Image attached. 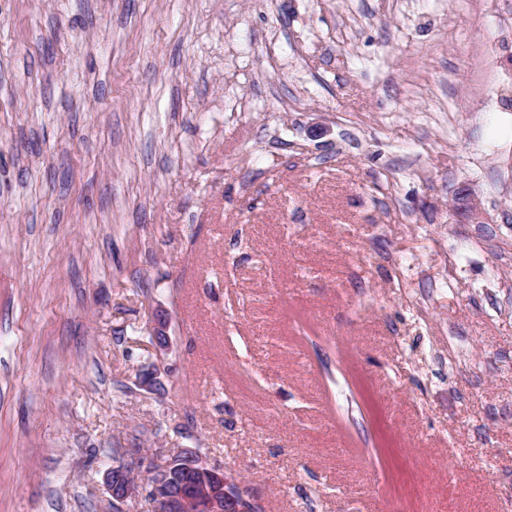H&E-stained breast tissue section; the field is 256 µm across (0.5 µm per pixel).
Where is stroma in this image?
<instances>
[{"mask_svg":"<svg viewBox=\"0 0 512 512\" xmlns=\"http://www.w3.org/2000/svg\"><path fill=\"white\" fill-rule=\"evenodd\" d=\"M149 446L512 512V0H0V512Z\"/></svg>","mask_w":512,"mask_h":512,"instance_id":"stroma-1","label":"stroma"}]
</instances>
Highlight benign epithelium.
<instances>
[{"label": "benign epithelium", "instance_id": "obj_1", "mask_svg": "<svg viewBox=\"0 0 512 512\" xmlns=\"http://www.w3.org/2000/svg\"><path fill=\"white\" fill-rule=\"evenodd\" d=\"M460 200L459 210L468 218H481L480 202L470 190L462 191ZM142 467L149 475L150 489L145 499L153 505L154 512H233L239 481L191 448H184L161 463L137 452L126 462L110 466L105 472V486L113 500L124 504L139 500V485L132 476Z\"/></svg>", "mask_w": 512, "mask_h": 512}]
</instances>
